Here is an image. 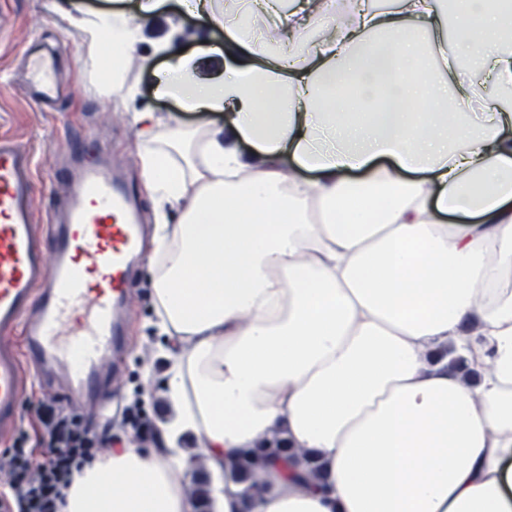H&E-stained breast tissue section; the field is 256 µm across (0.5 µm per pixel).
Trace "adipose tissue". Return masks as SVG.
Returning <instances> with one entry per match:
<instances>
[{
  "mask_svg": "<svg viewBox=\"0 0 512 512\" xmlns=\"http://www.w3.org/2000/svg\"><path fill=\"white\" fill-rule=\"evenodd\" d=\"M160 4L73 17L105 94L135 96ZM456 4L449 56L439 0H183L224 75L198 52L156 90L224 123L162 142L134 115L143 185L181 212L154 237L167 418L59 512H193L199 455L214 512H512V0ZM276 440L245 496L233 464Z\"/></svg>",
  "mask_w": 512,
  "mask_h": 512,
  "instance_id": "adipose-tissue-1",
  "label": "adipose tissue"
}]
</instances>
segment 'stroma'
Wrapping results in <instances>:
<instances>
[{"label": "stroma", "instance_id": "1", "mask_svg": "<svg viewBox=\"0 0 512 512\" xmlns=\"http://www.w3.org/2000/svg\"><path fill=\"white\" fill-rule=\"evenodd\" d=\"M139 0H0V135L14 138L29 149L38 167L34 194L38 220L62 202L66 188L55 180L59 159L75 151L86 163L109 160L112 170L135 192V200L146 227L155 224L158 201L144 189L138 163L139 144L132 124L137 112L164 116L171 126L203 131L223 123L219 112H186L177 103L155 94L158 70L167 66L172 55L191 54L222 43L220 31L209 27L182 7L178 0H164L146 37L136 46L137 57L145 66H133L129 82L137 88L130 99L104 97L98 81L90 75L88 51L72 23L76 9L88 13L121 11L134 16ZM181 22V32L169 53L154 51V41L169 31V17ZM37 38L55 44L61 68L70 79V92L58 111L44 112L30 100L23 83L15 76L20 60ZM151 243H144L129 276L130 300L125 308V345L122 382L112 392V409L120 411L138 403L152 424L166 416L159 397L164 374L170 365L169 343L156 326L153 300Z\"/></svg>", "mask_w": 512, "mask_h": 512}]
</instances>
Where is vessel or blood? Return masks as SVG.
Segmentation results:
<instances>
[{"label":"vessel or blood","mask_w":512,"mask_h":512,"mask_svg":"<svg viewBox=\"0 0 512 512\" xmlns=\"http://www.w3.org/2000/svg\"><path fill=\"white\" fill-rule=\"evenodd\" d=\"M25 88L54 111L64 89L55 53L27 63ZM63 209L39 223L31 151L0 136V439L21 421L29 378H55L72 401L93 400L116 376L127 281L143 227L127 185L108 169L72 164Z\"/></svg>","instance_id":"1"}]
</instances>
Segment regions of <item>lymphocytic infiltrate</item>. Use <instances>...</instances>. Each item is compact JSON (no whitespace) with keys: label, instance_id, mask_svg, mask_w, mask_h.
<instances>
[{"label":"lymphocytic infiltrate","instance_id":"lymphocytic-infiltrate-1","mask_svg":"<svg viewBox=\"0 0 512 512\" xmlns=\"http://www.w3.org/2000/svg\"><path fill=\"white\" fill-rule=\"evenodd\" d=\"M29 427L36 444L0 454V512H58L73 473L82 463L111 447L117 432L152 430L136 410L106 418L102 432H91L74 414L40 403Z\"/></svg>","mask_w":512,"mask_h":512}]
</instances>
